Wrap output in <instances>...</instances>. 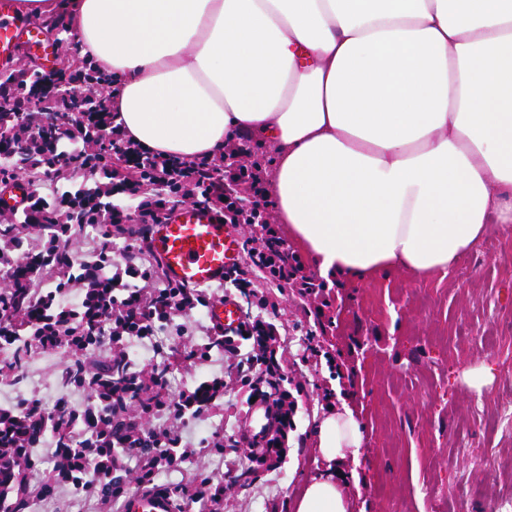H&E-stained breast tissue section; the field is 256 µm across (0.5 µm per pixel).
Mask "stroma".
<instances>
[{"instance_id":"1","label":"stroma","mask_w":512,"mask_h":512,"mask_svg":"<svg viewBox=\"0 0 512 512\" xmlns=\"http://www.w3.org/2000/svg\"><path fill=\"white\" fill-rule=\"evenodd\" d=\"M328 293L323 308L293 288L269 291L280 304L281 380L297 406L278 466L249 459L265 420L249 412L238 385L222 408L186 426L192 442L224 443L189 464L195 478L224 485L215 512H292L325 467L318 422L342 402L366 438L342 465L348 512H512V427L492 423L512 406V231H492L448 276L385 271L368 284L339 277ZM330 356L340 374L330 373ZM63 361L36 355L28 387H0V404L42 393ZM479 368L492 381L478 392L464 374Z\"/></svg>"}]
</instances>
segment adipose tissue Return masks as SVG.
I'll return each mask as SVG.
<instances>
[{"label":"adipose tissue","mask_w":512,"mask_h":512,"mask_svg":"<svg viewBox=\"0 0 512 512\" xmlns=\"http://www.w3.org/2000/svg\"><path fill=\"white\" fill-rule=\"evenodd\" d=\"M62 16L151 151L264 138L278 223L325 278L451 273L512 226V0H15ZM327 469L295 512H348L364 427L318 423Z\"/></svg>","instance_id":"1"}]
</instances>
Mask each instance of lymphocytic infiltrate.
<instances>
[{
  "label": "lymphocytic infiltrate",
  "instance_id": "lymphocytic-infiltrate-1",
  "mask_svg": "<svg viewBox=\"0 0 512 512\" xmlns=\"http://www.w3.org/2000/svg\"><path fill=\"white\" fill-rule=\"evenodd\" d=\"M101 78L89 58L78 70L22 69L0 81V133L12 144L0 157V185H9L26 171L51 174L65 167L96 178L98 192L93 201L84 188L57 185L50 194H31L22 211L0 222V278L7 284L0 290V340H11L23 325L32 326L29 345L40 352L68 350L78 342L87 347L111 337L109 361L115 379L111 396H103V375L79 358L74 365L82 373L83 390L94 395L93 405L66 412L21 399L12 408H1L0 459L13 456L21 445L19 430L33 423L81 422L95 436L110 425L116 457L143 459L138 482L151 485L161 466L175 467L194 456V448L183 441L184 425L203 418L223 400L227 383L214 375L172 393L166 367L146 369L132 363L129 343L152 342L175 316L208 307L214 298L213 290L177 286L165 278L146 243L145 227L187 202L227 215L231 204L223 195L228 181L240 187L255 209L267 210L271 201L255 180L251 163L240 162L242 144L232 146L231 163L220 156L171 159L133 141L102 100L91 101L86 111L68 113V131L48 137L43 90ZM90 229L99 232L102 242L87 261L71 243ZM33 234L40 238L34 252L25 246ZM117 240L123 244L118 262L112 257ZM243 250L245 268L230 272L226 281L253 297L256 311L239 331L212 333L211 343L236 357L235 381L252 390L277 372L270 351L279 342V332L268 320L277 304L268 298L267 288L296 284L301 293L312 294L316 285L303 276L300 257L273 224L261 225L259 236L246 239ZM51 263L63 268L62 277L33 298L34 274ZM133 404L139 409L135 422L126 417Z\"/></svg>",
  "mask_w": 512,
  "mask_h": 512
}]
</instances>
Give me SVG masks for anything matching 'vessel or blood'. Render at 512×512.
Returning <instances> with one entry per match:
<instances>
[{"label":"vessel or blood","instance_id":"obj_1","mask_svg":"<svg viewBox=\"0 0 512 512\" xmlns=\"http://www.w3.org/2000/svg\"><path fill=\"white\" fill-rule=\"evenodd\" d=\"M48 52L39 32L18 18L14 0H0V70H9L21 47ZM29 195L28 188L11 183L0 189V209L20 210ZM148 245L165 277L187 288L209 286L240 267L244 256L239 237L231 225L212 210L186 204L161 217L148 227ZM210 322L215 330L232 332L242 322L232 298L214 302ZM120 512H178L173 491L163 485L142 486L129 493Z\"/></svg>","mask_w":512,"mask_h":512}]
</instances>
